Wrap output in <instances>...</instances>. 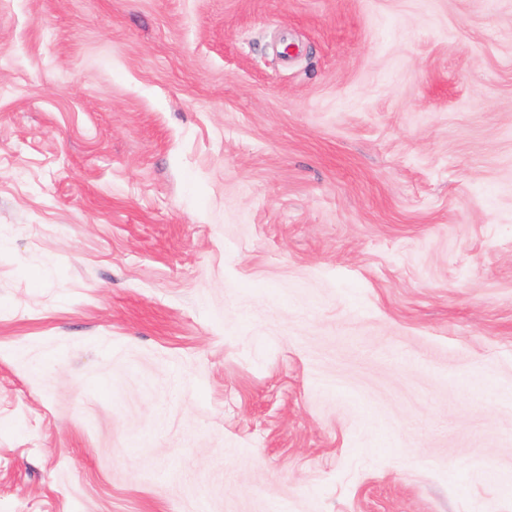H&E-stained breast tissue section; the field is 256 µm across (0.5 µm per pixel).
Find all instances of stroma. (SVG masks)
Segmentation results:
<instances>
[{
  "label": "stroma",
  "instance_id": "stroma-1",
  "mask_svg": "<svg viewBox=\"0 0 512 512\" xmlns=\"http://www.w3.org/2000/svg\"><path fill=\"white\" fill-rule=\"evenodd\" d=\"M0 512H512V0H0Z\"/></svg>",
  "mask_w": 512,
  "mask_h": 512
}]
</instances>
